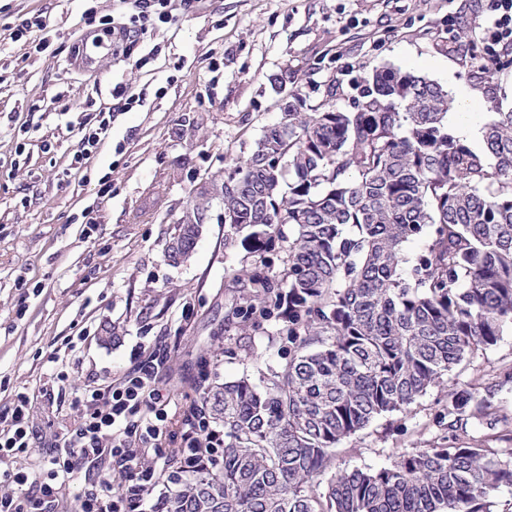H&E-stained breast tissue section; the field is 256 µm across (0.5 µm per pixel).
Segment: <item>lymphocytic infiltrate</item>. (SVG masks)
<instances>
[{"mask_svg": "<svg viewBox=\"0 0 512 512\" xmlns=\"http://www.w3.org/2000/svg\"><path fill=\"white\" fill-rule=\"evenodd\" d=\"M112 17L117 44H141L145 58L160 46L158 24L169 22L171 0H118ZM482 44L471 64L490 68L512 49V0H493L489 14L474 27ZM164 363L156 355L137 361L108 384L86 386L73 418L61 421L33 453V399L15 393L0 412V512H155L151 494L169 469L186 475L212 464L224 445V433L206 415L187 423L181 442L166 448V429L180 412L163 386ZM114 461L121 476L112 483L104 468ZM87 478L75 496L66 488L76 474Z\"/></svg>", "mask_w": 512, "mask_h": 512, "instance_id": "lymphocytic-infiltrate-1", "label": "lymphocytic infiltrate"}]
</instances>
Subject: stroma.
I'll use <instances>...</instances> for the list:
<instances>
[{
  "instance_id": "obj_1",
  "label": "stroma",
  "mask_w": 512,
  "mask_h": 512,
  "mask_svg": "<svg viewBox=\"0 0 512 512\" xmlns=\"http://www.w3.org/2000/svg\"><path fill=\"white\" fill-rule=\"evenodd\" d=\"M488 0H172L157 37L162 51L104 50L76 66L82 38L111 22L114 0H0V409L12 391L35 396L33 426L45 435L70 418L89 380L130 367L160 336L175 338L164 356L167 389L180 406L199 398L201 373L222 380L277 363L275 324L244 334L229 322L248 262L241 237L227 239L224 201L213 195L192 256L164 259L166 241L203 181L230 158L248 155L280 118L272 79L288 72L308 105L329 83L350 109L351 86L372 68L400 67L434 80L450 97L478 93L475 130L512 110V50L490 72L470 67L480 44L474 20ZM94 22L82 21L86 8ZM42 17L54 52L38 56L29 39L12 40L23 20ZM127 84L142 106L116 111L99 89ZM113 112L112 133L79 173L78 127ZM90 210L99 238L82 231ZM191 306L182 319L183 306ZM89 336L58 401L39 392L48 356L78 328ZM512 365V330L468 355L458 380ZM445 392L430 389L409 412L375 420L345 439L332 470L390 465L431 443L432 417Z\"/></svg>"
}]
</instances>
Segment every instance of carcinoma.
<instances>
[{"label": "carcinoma", "mask_w": 512, "mask_h": 512, "mask_svg": "<svg viewBox=\"0 0 512 512\" xmlns=\"http://www.w3.org/2000/svg\"><path fill=\"white\" fill-rule=\"evenodd\" d=\"M352 90L350 111L332 88L315 107L292 90L279 122L225 167L242 178L224 179V223L252 258L233 317L244 331L275 319L288 360L257 383L203 390L193 415L224 429L221 460L161 512H490L512 486L511 447L456 435L476 421L512 442V412L494 403L512 365L451 381L434 418L446 434L427 447L323 480L343 439L512 328V111L495 113L478 151L448 127V91L422 75L376 67ZM209 203L198 196L177 224L167 262L192 253Z\"/></svg>", "instance_id": "carcinoma-1"}]
</instances>
